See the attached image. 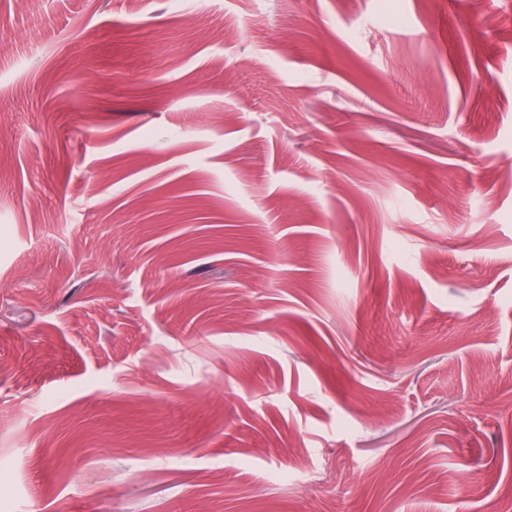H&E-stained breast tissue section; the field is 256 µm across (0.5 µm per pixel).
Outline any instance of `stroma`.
<instances>
[{
  "label": "stroma",
  "instance_id": "obj_1",
  "mask_svg": "<svg viewBox=\"0 0 512 512\" xmlns=\"http://www.w3.org/2000/svg\"><path fill=\"white\" fill-rule=\"evenodd\" d=\"M512 495V0H0V512Z\"/></svg>",
  "mask_w": 512,
  "mask_h": 512
}]
</instances>
